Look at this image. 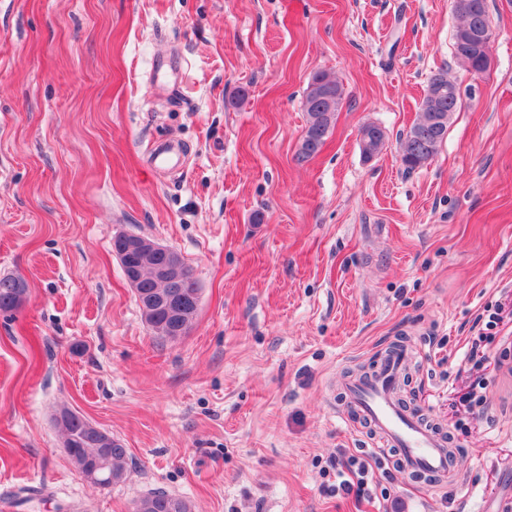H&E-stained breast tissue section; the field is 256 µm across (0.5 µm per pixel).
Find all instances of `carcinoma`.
<instances>
[{
	"label": "carcinoma",
	"mask_w": 512,
	"mask_h": 512,
	"mask_svg": "<svg viewBox=\"0 0 512 512\" xmlns=\"http://www.w3.org/2000/svg\"><path fill=\"white\" fill-rule=\"evenodd\" d=\"M459 17L458 27H463L477 14L488 17L487 0H459L455 7ZM317 82L336 99L333 112H324L313 101L312 89L306 88L304 109L307 125L303 136L300 156L304 159L318 154L326 135L335 122L336 112L343 106L344 92L336 78L326 73H315L309 83ZM460 92L457 82L448 77V70L441 68L429 80L416 119L400 136V161L404 169L414 171L431 161L448 134V127L457 111ZM142 290L163 294L168 285L157 280L150 269L143 272ZM26 289L13 275L0 276V312L8 314L18 309L24 300ZM60 418L55 425L66 440L72 442L69 457L76 470H95L92 485L108 488L125 483L129 478L126 468L127 449L117 439L111 447L101 445L100 429L91 426L78 412L67 406L60 407ZM134 512H192L190 501L164 490L151 491L136 500Z\"/></svg>",
	"instance_id": "1"
}]
</instances>
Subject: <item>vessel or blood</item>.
I'll use <instances>...</instances> for the list:
<instances>
[{
    "label": "vessel or blood",
    "instance_id": "1",
    "mask_svg": "<svg viewBox=\"0 0 512 512\" xmlns=\"http://www.w3.org/2000/svg\"><path fill=\"white\" fill-rule=\"evenodd\" d=\"M412 362L408 345L385 347L367 377L342 382L344 406L368 422L382 447L395 449L396 462L411 474L456 475V449L420 415L397 403L394 391Z\"/></svg>",
    "mask_w": 512,
    "mask_h": 512
}]
</instances>
